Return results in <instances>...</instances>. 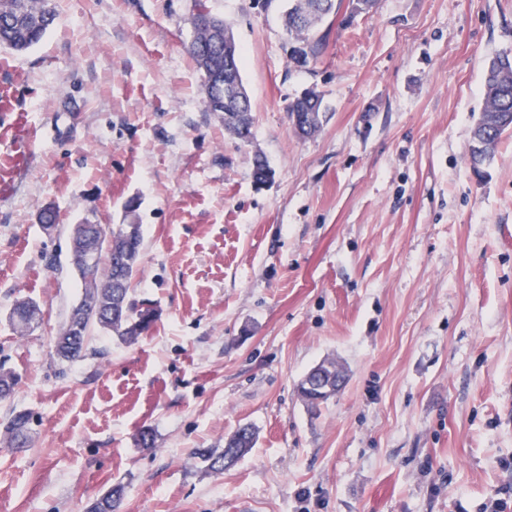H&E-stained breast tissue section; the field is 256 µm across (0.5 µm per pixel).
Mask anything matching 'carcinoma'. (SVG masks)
Masks as SVG:
<instances>
[{
    "label": "carcinoma",
    "instance_id": "1",
    "mask_svg": "<svg viewBox=\"0 0 512 512\" xmlns=\"http://www.w3.org/2000/svg\"><path fill=\"white\" fill-rule=\"evenodd\" d=\"M320 0H291L282 19L292 43L312 46L311 61H317L323 39L316 38L317 25L300 24L297 19L313 15ZM56 20L52 0H0V48L24 52L37 44ZM194 37L189 50L203 75L206 87V108L224 114V128L237 140L247 143L253 136V119L249 112L224 111V49L217 39L224 38L230 27L213 17L193 22ZM476 125L485 133L481 140L471 139L469 159L478 169L491 160L503 134L512 129V61L498 56L492 59L484 76V107ZM141 225L121 224L112 231V251L101 249L89 278L81 281L82 294L97 296L104 305L99 319L83 324L77 335L67 343L54 341L55 358L68 363L86 356L88 336L95 328L112 332L120 341L131 344L149 332L152 325L144 321L141 304L131 288L140 257ZM29 415L17 412L3 427L4 434L14 442L27 429ZM256 443V431L243 424L224 438L220 451L203 449L196 455L203 466L221 471L234 465ZM124 487H112L92 503L93 512H119Z\"/></svg>",
    "mask_w": 512,
    "mask_h": 512
}]
</instances>
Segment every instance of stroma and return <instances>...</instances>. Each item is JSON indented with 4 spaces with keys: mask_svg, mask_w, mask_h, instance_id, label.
Returning <instances> with one entry per match:
<instances>
[{
    "mask_svg": "<svg viewBox=\"0 0 512 512\" xmlns=\"http://www.w3.org/2000/svg\"><path fill=\"white\" fill-rule=\"evenodd\" d=\"M205 3L240 54L245 144L205 109L195 0H54L38 45L0 49V422L30 417L27 446L0 436V512H86L116 484L120 512L512 505V132L468 161L512 0H375L305 69L288 0ZM309 88L325 117L302 137L288 106ZM131 199L133 288L160 317L60 364L70 228L118 227ZM23 299L41 313L24 334ZM325 360L347 381L314 414L297 385ZM245 423L254 448L205 469L197 450Z\"/></svg>",
    "mask_w": 512,
    "mask_h": 512,
    "instance_id": "obj_1",
    "label": "stroma"
}]
</instances>
